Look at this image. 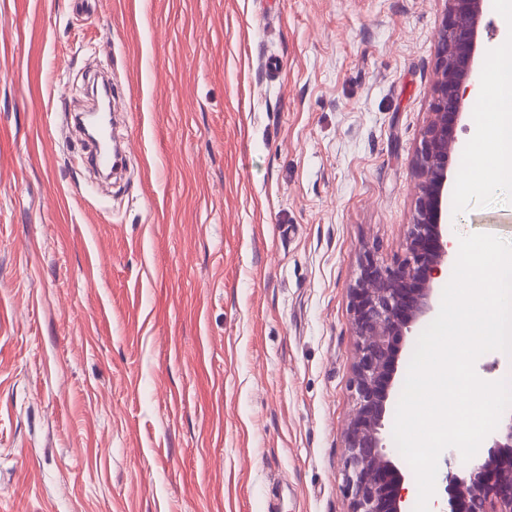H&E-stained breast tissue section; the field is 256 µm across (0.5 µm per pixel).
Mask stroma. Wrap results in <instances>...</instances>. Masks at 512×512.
Returning <instances> with one entry per match:
<instances>
[{
  "label": "stroma",
  "mask_w": 512,
  "mask_h": 512,
  "mask_svg": "<svg viewBox=\"0 0 512 512\" xmlns=\"http://www.w3.org/2000/svg\"><path fill=\"white\" fill-rule=\"evenodd\" d=\"M445 0H0V512H348L349 289L403 253ZM104 73L105 190L67 115ZM448 235L512 241V187Z\"/></svg>",
  "instance_id": "obj_1"
}]
</instances>
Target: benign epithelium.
<instances>
[{
  "mask_svg": "<svg viewBox=\"0 0 512 512\" xmlns=\"http://www.w3.org/2000/svg\"><path fill=\"white\" fill-rule=\"evenodd\" d=\"M437 36L432 111L415 156L414 212L404 253L393 267L363 248L349 289L356 336L355 407L345 432L349 512H407L404 475L388 450L386 421L398 383L401 344L434 310V281L448 265V166L476 77L483 0H446ZM448 512H512V416L456 474L448 475Z\"/></svg>",
  "mask_w": 512,
  "mask_h": 512,
  "instance_id": "benign-epithelium-1",
  "label": "benign epithelium"
}]
</instances>
